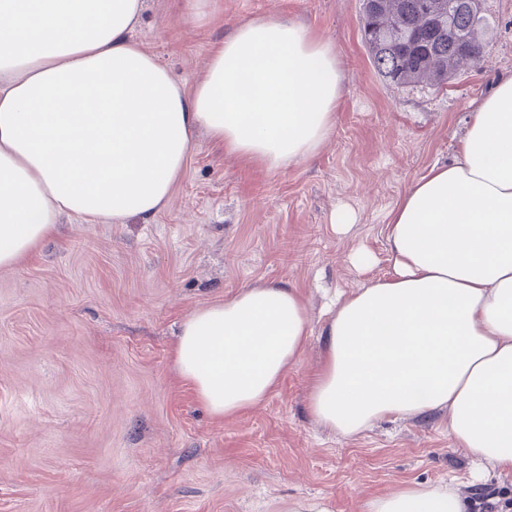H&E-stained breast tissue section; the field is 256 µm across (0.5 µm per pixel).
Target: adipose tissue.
<instances>
[{
	"mask_svg": "<svg viewBox=\"0 0 512 512\" xmlns=\"http://www.w3.org/2000/svg\"><path fill=\"white\" fill-rule=\"evenodd\" d=\"M142 0H0V268L75 215L150 219L197 131L278 172L313 159L344 95L335 47L276 17L233 27L185 88L132 38ZM387 275L329 310L313 419L345 438L447 411L473 462L512 474V75L477 106L454 159L389 210ZM296 288L263 282L194 309L174 360L207 413L262 405L301 359ZM456 486L408 484L365 512H465Z\"/></svg>",
	"mask_w": 512,
	"mask_h": 512,
	"instance_id": "obj_1",
	"label": "adipose tissue"
}]
</instances>
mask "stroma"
Wrapping results in <instances>:
<instances>
[{"instance_id": "obj_1", "label": "stroma", "mask_w": 512, "mask_h": 512, "mask_svg": "<svg viewBox=\"0 0 512 512\" xmlns=\"http://www.w3.org/2000/svg\"><path fill=\"white\" fill-rule=\"evenodd\" d=\"M360 0H143L134 40L186 86L237 23L277 15L333 44L347 75L336 131L313 160L279 172L196 135L166 207L150 220L64 216L0 269V512H364L409 483H455L512 498V474L475 475L447 412L380 422L355 438L307 410L325 307L389 270L387 210L453 158L472 109L512 74V0H483L489 58L440 88L374 72ZM355 221L331 224L334 211ZM370 250L371 274L350 265ZM287 283L313 332L301 362L260 407L213 420L175 369L182 318L247 283Z\"/></svg>"}]
</instances>
